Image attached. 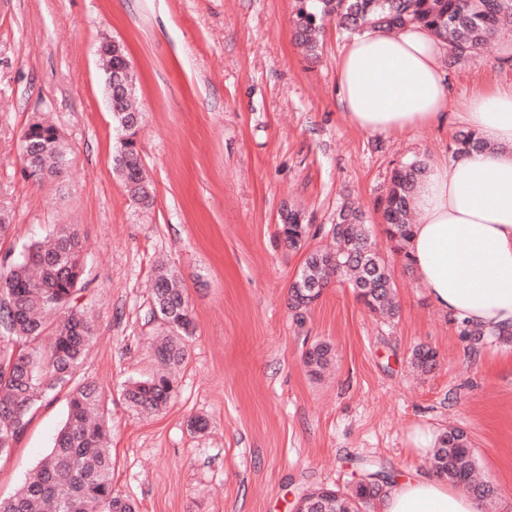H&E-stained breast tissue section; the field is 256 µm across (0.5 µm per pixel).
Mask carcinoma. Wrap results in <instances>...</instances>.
<instances>
[{
  "label": "carcinoma",
  "mask_w": 512,
  "mask_h": 512,
  "mask_svg": "<svg viewBox=\"0 0 512 512\" xmlns=\"http://www.w3.org/2000/svg\"><path fill=\"white\" fill-rule=\"evenodd\" d=\"M327 16L348 33L367 28L399 32L410 24L430 29L448 43L456 60L477 54L499 32L512 24V0H296L294 38L310 56L318 54L321 28ZM21 171L33 184L57 179L67 165V154L57 127L33 117L24 129ZM124 148L121 176L130 197L148 207L154 189L143 176L136 141L116 143ZM485 144L472 131L454 138V152L480 150ZM426 172L413 160L393 173L380 209L385 232L406 267L411 260L405 243L411 231L412 198ZM280 236L288 247L299 246L306 225L299 211L280 215ZM336 247L313 250L289 289L292 308L305 311L321 297V290L346 281L371 313L394 316L391 275L376 249L367 225L355 208L340 209L333 226ZM83 241L73 224H61L46 239H33L12 260L0 265V456L10 452L24 432L30 415L53 392L70 384L82 364L95 325L81 305L88 284ZM152 314L163 331L155 356L166 368L180 365L186 341L195 324L182 279L168 268H158L152 293ZM472 351L502 334L483 326H466ZM333 360L327 343L313 345L304 354L310 372L321 374ZM174 384L166 372L131 381L122 389L126 404L136 411L155 412L171 398ZM109 428L96 386L84 383L71 389L66 418L52 448L23 485L0 498V512H138L136 502L112 489V452ZM435 473L466 486L490 504L497 490L482 488L474 477L476 457L463 431L450 428L433 452ZM377 481L367 477L347 491L318 488L304 494L306 512H362L379 494Z\"/></svg>",
  "instance_id": "carcinoma-1"
}]
</instances>
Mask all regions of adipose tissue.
<instances>
[{
	"instance_id": "obj_1",
	"label": "adipose tissue",
	"mask_w": 512,
	"mask_h": 512,
	"mask_svg": "<svg viewBox=\"0 0 512 512\" xmlns=\"http://www.w3.org/2000/svg\"><path fill=\"white\" fill-rule=\"evenodd\" d=\"M448 46L415 25L399 33L367 29L343 53L338 102L357 127L396 133L445 121ZM463 119L488 147L431 163L415 206L421 215L406 250L418 278L457 323L512 332V88L474 90ZM381 512H484L434 473L391 480Z\"/></svg>"
}]
</instances>
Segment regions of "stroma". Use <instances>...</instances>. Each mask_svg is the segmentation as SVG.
<instances>
[{
	"label": "stroma",
	"mask_w": 512,
	"mask_h": 512,
	"mask_svg": "<svg viewBox=\"0 0 512 512\" xmlns=\"http://www.w3.org/2000/svg\"><path fill=\"white\" fill-rule=\"evenodd\" d=\"M294 0H0V207L12 222L0 259L57 224L76 225L98 317L76 382L102 392L111 430L112 487L139 512H294L313 488L345 487L380 465L389 478L427 471L415 429L469 435L480 472L512 512V343L471 352L386 239L377 197L392 170L453 154L464 123L378 134L337 103V66L351 41L326 23L318 57L292 39ZM121 43L136 75L137 135L152 207L134 203L114 165L116 131L97 47ZM454 96L512 86V39L470 59L439 60ZM45 113L70 151L63 180L21 173L20 139ZM359 204L400 305L391 322L334 283L303 314L288 290L305 255L326 244L344 201ZM296 208L307 234L278 238ZM186 288L196 331L158 413L140 415L122 384L157 369L154 269ZM329 343L312 376L303 354ZM437 366L420 373L419 347ZM66 393L42 404L0 457V498L52 447ZM204 418L205 431L190 427Z\"/></svg>",
	"instance_id": "1"
}]
</instances>
